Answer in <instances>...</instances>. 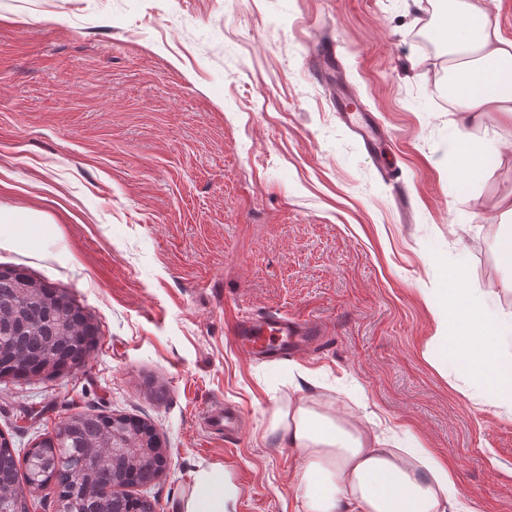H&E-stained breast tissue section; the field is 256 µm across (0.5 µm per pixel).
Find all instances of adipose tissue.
I'll return each instance as SVG.
<instances>
[{
    "label": "adipose tissue",
    "mask_w": 512,
    "mask_h": 512,
    "mask_svg": "<svg viewBox=\"0 0 512 512\" xmlns=\"http://www.w3.org/2000/svg\"><path fill=\"white\" fill-rule=\"evenodd\" d=\"M494 0H413L431 17L430 36L445 50L434 80L446 84L459 133L455 151L463 182L479 178L491 141L478 142L469 128L488 117L512 122V38L492 20ZM52 222L30 209L0 208V244H36ZM448 306L437 309L441 334L433 361L489 394L512 412V319L487 310L463 281L447 289ZM272 430L304 469L301 512H460L448 469L420 443L393 448L359 418L304 397L276 413ZM234 496L217 472L199 475L185 512H226Z\"/></svg>",
    "instance_id": "adipose-tissue-1"
}]
</instances>
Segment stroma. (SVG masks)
Returning <instances> with one entry per match:
<instances>
[{"label": "stroma", "instance_id": "35a3bbf8", "mask_svg": "<svg viewBox=\"0 0 512 512\" xmlns=\"http://www.w3.org/2000/svg\"><path fill=\"white\" fill-rule=\"evenodd\" d=\"M411 0H0V207L56 229L0 247L72 296L100 329L84 366L0 381V432L29 448L80 411L151 425L167 464L134 488L185 512L215 468L227 512H299L302 463L271 433L305 395L420 437L470 512H512V414L427 357L429 297L454 274L512 314V125L488 119L498 155L461 181L442 92L424 81L439 44ZM331 44L361 111L387 134L374 159L311 74ZM395 173L384 179L380 166ZM320 323L315 348L252 361L242 315ZM227 405L242 434L208 433Z\"/></svg>", "mask_w": 512, "mask_h": 512}]
</instances>
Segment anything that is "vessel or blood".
I'll list each match as a JSON object with an SVG mask.
<instances>
[{
  "instance_id": "obj_1",
  "label": "vessel or blood",
  "mask_w": 512,
  "mask_h": 512,
  "mask_svg": "<svg viewBox=\"0 0 512 512\" xmlns=\"http://www.w3.org/2000/svg\"><path fill=\"white\" fill-rule=\"evenodd\" d=\"M334 71L335 63L331 54H323L318 73L326 81L337 111L349 126L357 128L367 149H376V125L366 123L353 97L343 94L344 82L335 79ZM232 333L242 352L272 361L288 356L308 341L318 339L322 329L316 322L285 315H254L237 318ZM206 424L221 434L235 435L242 429L243 412L239 407L228 406L224 411L207 415Z\"/></svg>"
}]
</instances>
